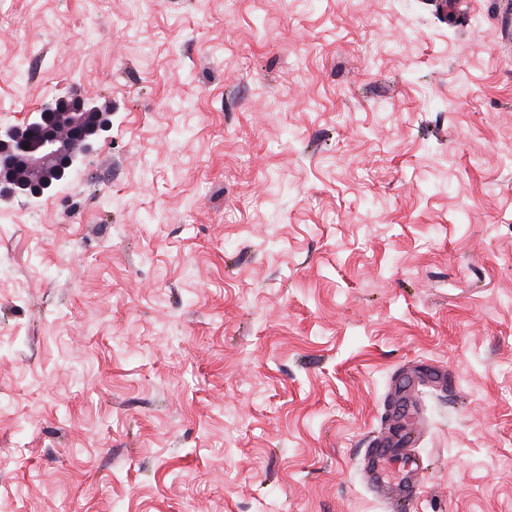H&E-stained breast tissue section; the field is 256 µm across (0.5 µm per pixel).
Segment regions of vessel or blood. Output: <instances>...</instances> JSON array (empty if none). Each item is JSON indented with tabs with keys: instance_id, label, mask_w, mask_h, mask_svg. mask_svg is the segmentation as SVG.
Returning a JSON list of instances; mask_svg holds the SVG:
<instances>
[{
	"instance_id": "vessel-or-blood-1",
	"label": "vessel or blood",
	"mask_w": 512,
	"mask_h": 512,
	"mask_svg": "<svg viewBox=\"0 0 512 512\" xmlns=\"http://www.w3.org/2000/svg\"><path fill=\"white\" fill-rule=\"evenodd\" d=\"M420 412L407 404L398 422L381 431L366 451L363 478L367 489L390 506L408 503L420 495L424 470L422 467L399 469L394 459L411 447L419 433Z\"/></svg>"
}]
</instances>
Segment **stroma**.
I'll list each match as a JSON object with an SVG mask.
<instances>
[{
    "label": "stroma",
    "mask_w": 512,
    "mask_h": 512,
    "mask_svg": "<svg viewBox=\"0 0 512 512\" xmlns=\"http://www.w3.org/2000/svg\"><path fill=\"white\" fill-rule=\"evenodd\" d=\"M500 0H0V125L112 109L0 206V512H512V48ZM419 372H408L405 378L406 409L399 414V421L387 430L381 431L373 441L371 448H367L364 458L365 466L363 478L367 489L378 499L387 502L392 508L400 504H407L414 497H418L422 490L424 469L421 466L411 468L414 461L407 464L409 469L396 468L394 457L413 448L412 441L418 437L420 425V412L411 399L413 391L422 383L445 384L447 372L439 369L433 376Z\"/></svg>",
    "instance_id": "obj_1"
}]
</instances>
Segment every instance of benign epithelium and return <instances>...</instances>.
Instances as JSON below:
<instances>
[{
    "instance_id": "obj_1",
    "label": "benign epithelium",
    "mask_w": 512,
    "mask_h": 512,
    "mask_svg": "<svg viewBox=\"0 0 512 512\" xmlns=\"http://www.w3.org/2000/svg\"><path fill=\"white\" fill-rule=\"evenodd\" d=\"M57 111L36 109L27 112L22 124L0 127V154L4 165H10L20 152L29 166L53 174L46 185L57 183L64 172L82 167L86 155L94 150L97 139L112 128V113L101 112L95 101L78 96L60 97L56 100ZM69 117L72 133L84 142V154H74L68 143L52 128L51 121L57 113Z\"/></svg>"
}]
</instances>
